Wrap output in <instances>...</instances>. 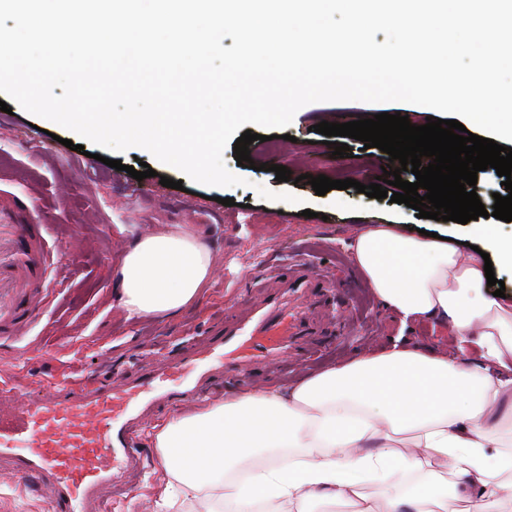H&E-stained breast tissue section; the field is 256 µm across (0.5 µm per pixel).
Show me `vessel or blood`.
Instances as JSON below:
<instances>
[{
    "instance_id": "b4317fda",
    "label": "vessel or blood",
    "mask_w": 512,
    "mask_h": 512,
    "mask_svg": "<svg viewBox=\"0 0 512 512\" xmlns=\"http://www.w3.org/2000/svg\"><path fill=\"white\" fill-rule=\"evenodd\" d=\"M42 224H14L0 212V336L26 335L63 268ZM332 283L312 263L253 284L237 319L199 340L177 361L96 381L61 376L36 393L0 373V460L21 480L49 482L50 512H111L105 490H122L141 470L139 425L149 410L194 403L216 374L243 377L256 365L308 352Z\"/></svg>"
}]
</instances>
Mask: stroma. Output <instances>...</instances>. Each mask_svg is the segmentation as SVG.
Instances as JSON below:
<instances>
[{"instance_id": "obj_1", "label": "stroma", "mask_w": 512, "mask_h": 512, "mask_svg": "<svg viewBox=\"0 0 512 512\" xmlns=\"http://www.w3.org/2000/svg\"><path fill=\"white\" fill-rule=\"evenodd\" d=\"M389 112L411 123L440 119V112L408 103L369 104L357 101L317 102L295 114L286 138L275 144H250L252 165L238 164L232 150L224 160L244 178L242 186L219 188L184 178L172 166L151 159L142 149L120 153L122 170L96 160L99 146L82 142L58 124L34 116L20 106L0 111V209L19 224L28 223L25 208L38 198V219L45 224L48 243H63L68 251L63 281L49 309L35 312L26 336L0 340V370L16 369L19 380L33 387L65 367L109 375L135 373L142 364L188 353L195 337L207 335L234 315L245 283L284 272L299 259L311 261L334 282L347 305V334L340 337L332 324H322L309 357L281 366H257L252 385L217 378L205 391L211 400L247 392L272 390L294 383L329 363L370 353L399 338L439 353L459 356L455 344L441 339L428 322L402 323L362 282L347 249L367 224H388L403 234L417 230L439 232L435 220L417 217L415 209L374 199L355 187L316 195L308 176L335 177L347 171L358 184L376 182L382 171L393 170L389 156L361 141L348 145L354 155H334L332 146L312 130L321 121L346 123ZM72 147H65L64 139ZM149 163L153 176L136 180L128 174L135 161ZM283 165L292 179L280 182L261 164ZM181 182V189L161 185V178ZM232 205H223V198ZM311 217H304V210ZM158 224H184L216 248L215 274L199 300L173 316L126 320L117 305L111 268L121 252L124 229L146 232ZM175 412L164 409L142 420L141 448L145 468L112 500V512H151L161 485L162 469L152 435L156 426ZM0 463V512H46L51 485L41 490L19 482Z\"/></svg>"}]
</instances>
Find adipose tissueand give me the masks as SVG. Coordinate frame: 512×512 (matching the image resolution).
I'll return each mask as SVG.
<instances>
[{"label": "adipose tissue", "instance_id": "obj_1", "mask_svg": "<svg viewBox=\"0 0 512 512\" xmlns=\"http://www.w3.org/2000/svg\"><path fill=\"white\" fill-rule=\"evenodd\" d=\"M478 250L376 224L349 248L375 296L406 321H431L477 362L396 343L278 392L233 395L165 422L154 446L165 479L154 512H512V298L486 291L485 257L512 270V239L474 223ZM215 270L181 224L131 237L112 267L126 319L194 304ZM378 488L383 510L368 494Z\"/></svg>", "mask_w": 512, "mask_h": 512}]
</instances>
